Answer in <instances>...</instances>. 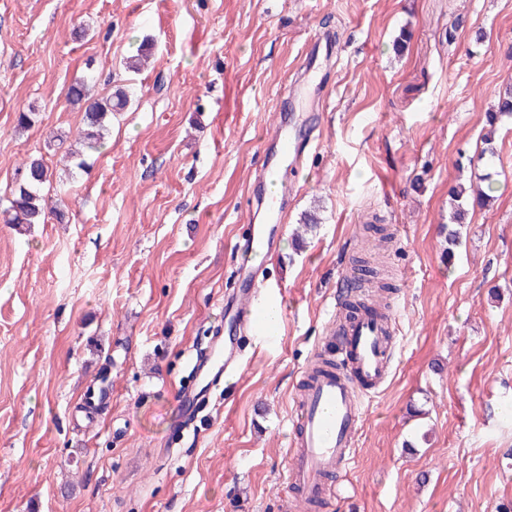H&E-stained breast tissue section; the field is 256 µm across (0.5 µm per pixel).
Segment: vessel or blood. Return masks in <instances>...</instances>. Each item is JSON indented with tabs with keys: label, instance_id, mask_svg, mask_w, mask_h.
Here are the masks:
<instances>
[{
	"label": "vessel or blood",
	"instance_id": "vessel-or-blood-1",
	"mask_svg": "<svg viewBox=\"0 0 512 512\" xmlns=\"http://www.w3.org/2000/svg\"><path fill=\"white\" fill-rule=\"evenodd\" d=\"M271 141L280 162L260 169L263 180L275 179L280 163L295 165L303 153L286 122H278ZM281 233V224H265L236 244V286L224 302L229 334L213 337L196 355L192 377L177 396L178 429L197 420L210 390L240 368L246 337L260 331L261 316L253 305L260 272L250 258L272 256ZM395 352L396 332L389 315L367 305L344 325L335 369L304 374L282 474L291 499L321 504L334 495L339 477L352 470L366 399L386 380Z\"/></svg>",
	"mask_w": 512,
	"mask_h": 512
}]
</instances>
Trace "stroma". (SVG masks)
<instances>
[{
	"instance_id": "obj_1",
	"label": "stroma",
	"mask_w": 512,
	"mask_h": 512,
	"mask_svg": "<svg viewBox=\"0 0 512 512\" xmlns=\"http://www.w3.org/2000/svg\"><path fill=\"white\" fill-rule=\"evenodd\" d=\"M78 80L130 96L81 168ZM508 88L512 0H0V211L35 157L62 211L0 220V512H287L295 386L357 257L391 287L399 348L327 512H512V119L482 152ZM281 116L306 147L259 294L278 328L177 436ZM485 174L494 198L449 246V190ZM503 117H511L512 118V89L506 90L504 93H500L498 96L497 106L492 112H488L486 122L488 126V131L484 135V144L487 145L482 152L483 154L493 155L494 147L493 139L496 132L497 124L501 121Z\"/></svg>"
}]
</instances>
